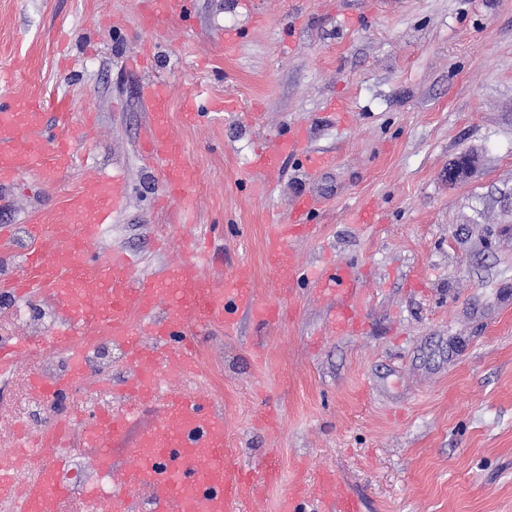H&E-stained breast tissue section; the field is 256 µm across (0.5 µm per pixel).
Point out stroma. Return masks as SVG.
<instances>
[{"label":"stroma","instance_id":"obj_1","mask_svg":"<svg viewBox=\"0 0 512 512\" xmlns=\"http://www.w3.org/2000/svg\"><path fill=\"white\" fill-rule=\"evenodd\" d=\"M147 0H0V68L54 129L68 113L74 162L51 185L23 177L0 194V225L62 206L93 172H128L110 235L90 255L135 253L156 277L184 255L188 229L160 208L162 178L138 145L141 89L171 84L168 120L199 180L212 227L203 276L254 265L285 319L195 340L224 406L228 462L252 475L265 512L294 481L335 472L364 512H512V0H189L186 19L147 18ZM237 31L232 48L224 33ZM149 46L147 67L131 56ZM223 99L186 124L193 87ZM302 127L329 167L286 157L275 182L254 151ZM470 154L468 177L448 168ZM320 201L316 238L296 242L304 274L280 292L262 252L270 218L300 195ZM372 203V224L353 220ZM355 264L363 330L334 333L317 273ZM263 336L265 352L252 341ZM277 413V428L256 424ZM276 454L283 478L268 483Z\"/></svg>","mask_w":512,"mask_h":512}]
</instances>
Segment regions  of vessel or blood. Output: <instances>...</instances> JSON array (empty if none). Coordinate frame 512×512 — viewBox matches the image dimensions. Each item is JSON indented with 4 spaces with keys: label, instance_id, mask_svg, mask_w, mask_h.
Segmentation results:
<instances>
[{
    "label": "vessel or blood",
    "instance_id": "1",
    "mask_svg": "<svg viewBox=\"0 0 512 512\" xmlns=\"http://www.w3.org/2000/svg\"><path fill=\"white\" fill-rule=\"evenodd\" d=\"M12 83V71H1V192L26 175L52 180L71 167L73 158L68 137L48 141L41 136L40 106L17 102L10 92ZM143 96L150 120L141 156L159 167L167 200L176 205L183 223H191V195L198 173L185 161L169 126V81L160 77L147 82ZM223 109V102L198 92L190 98L186 118L196 122ZM307 141L306 130L295 129L288 138L257 150L252 166L269 177L279 172L283 156L295 153L304 170L314 173L331 158L308 151ZM126 187L125 173L99 175L71 195L61 212L41 214L27 225L29 248L24 264L28 272L7 288L20 296L34 291L53 296L63 319L58 340L69 346H78L91 326H111L113 342L135 369L125 383L126 391L143 402L159 395L164 398L153 426L136 439L135 467L120 473L112 512H127L126 489L140 484L152 490L153 512H235L236 504L256 496L257 488L249 474L226 458L223 409L205 389L159 394L157 377L163 369L176 375L197 370V347L188 339L190 322L220 326L230 333L245 317L261 326L278 324L282 309L259 297L251 263L238 262L221 283L205 278L201 270L209 262V251L202 233L186 239L187 259L167 267L156 279L135 278V262L123 250L113 252L107 265L86 268L100 226L123 203ZM317 207L313 196L296 197L291 203V223L275 220L264 229L266 260L281 291L293 287L300 269L293 242L318 233L313 222ZM356 284L354 267L342 261L318 278L319 287L331 295H348ZM140 322L146 324L150 341L137 333ZM335 485L334 474L324 475L312 495L313 512H363L356 497L332 496ZM64 491L55 472H46L30 488L26 512H46L49 494Z\"/></svg>",
    "mask_w": 512,
    "mask_h": 512
}]
</instances>
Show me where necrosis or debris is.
Returning a JSON list of instances; mask_svg holds the SVG:
<instances>
[{
    "mask_svg": "<svg viewBox=\"0 0 512 512\" xmlns=\"http://www.w3.org/2000/svg\"><path fill=\"white\" fill-rule=\"evenodd\" d=\"M58 315L53 307L31 310L29 302L0 296V327L33 323L41 327L37 349L25 351L22 360L0 363V468H6L10 487L0 493V512H20L28 487L57 458L67 460L61 479L69 492L48 499L47 512H110L112 472L87 468L96 450L88 441L93 428L119 413L111 387L77 386L56 391L52 383L69 370L70 349L55 346L52 339ZM87 376H111L112 333L101 327L84 337ZM31 451H23V443Z\"/></svg>",
    "mask_w": 512,
    "mask_h": 512,
    "instance_id": "1",
    "label": "necrosis or debris"
}]
</instances>
